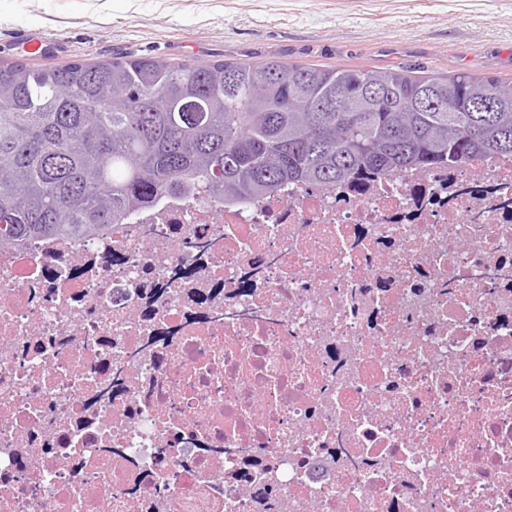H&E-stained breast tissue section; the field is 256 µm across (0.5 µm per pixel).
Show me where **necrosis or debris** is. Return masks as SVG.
<instances>
[{
    "label": "necrosis or debris",
    "instance_id": "4bbe7bcc",
    "mask_svg": "<svg viewBox=\"0 0 512 512\" xmlns=\"http://www.w3.org/2000/svg\"><path fill=\"white\" fill-rule=\"evenodd\" d=\"M0 512H512V158L0 248Z\"/></svg>",
    "mask_w": 512,
    "mask_h": 512
}]
</instances>
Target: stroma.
<instances>
[{"instance_id": "35a3bbf8", "label": "stroma", "mask_w": 512, "mask_h": 512, "mask_svg": "<svg viewBox=\"0 0 512 512\" xmlns=\"http://www.w3.org/2000/svg\"><path fill=\"white\" fill-rule=\"evenodd\" d=\"M20 28L54 33L65 52H20ZM120 56L399 65L512 82V0H0V60L45 68Z\"/></svg>"}]
</instances>
